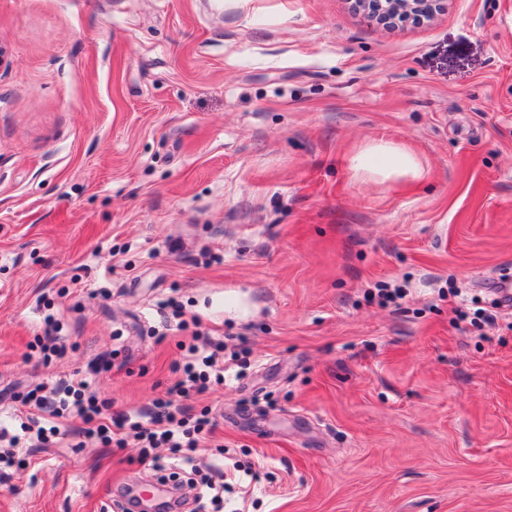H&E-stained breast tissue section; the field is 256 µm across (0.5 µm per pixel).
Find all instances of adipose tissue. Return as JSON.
Listing matches in <instances>:
<instances>
[{"label":"adipose tissue","mask_w":512,"mask_h":512,"mask_svg":"<svg viewBox=\"0 0 512 512\" xmlns=\"http://www.w3.org/2000/svg\"><path fill=\"white\" fill-rule=\"evenodd\" d=\"M352 170L377 176L384 181H417L424 177V167L418 157L406 148L378 141L367 144L349 158Z\"/></svg>","instance_id":"obj_1"}]
</instances>
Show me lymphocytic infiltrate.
I'll list each match as a JSON object with an SVG mask.
<instances>
[{"instance_id":"1","label":"lymphocytic infiltrate","mask_w":512,"mask_h":512,"mask_svg":"<svg viewBox=\"0 0 512 512\" xmlns=\"http://www.w3.org/2000/svg\"><path fill=\"white\" fill-rule=\"evenodd\" d=\"M211 352L200 355L197 345L186 348L181 377L175 386L182 397L205 392L211 382H222L225 376L216 370V359L226 350L222 341L210 344ZM107 402L90 392L85 379H59L36 385L23 396L16 409L22 418L21 435H8L0 429V439L9 441L10 448H18L21 441L43 443L49 437L60 435L61 424L70 413L82 416L85 426L80 435L115 439L124 444L134 439L140 446V461L148 467L160 468L159 449L166 448L172 454L187 457L199 447L202 440L215 434L219 421L209 410L193 413L191 407L174 405L171 400L156 398L143 408L134 411L108 412Z\"/></svg>"}]
</instances>
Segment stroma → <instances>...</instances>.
<instances>
[{"label":"stroma","instance_id":"obj_1","mask_svg":"<svg viewBox=\"0 0 512 512\" xmlns=\"http://www.w3.org/2000/svg\"><path fill=\"white\" fill-rule=\"evenodd\" d=\"M0 50V428L76 372L118 411L166 395L173 298L249 350L190 399L221 417L197 477L259 467L221 512H512V330L438 297L512 278V0L392 28L349 0H0ZM373 140L427 178L354 173ZM379 281L411 294L367 303ZM26 454L0 512L172 483L131 441Z\"/></svg>","mask_w":512,"mask_h":512}]
</instances>
